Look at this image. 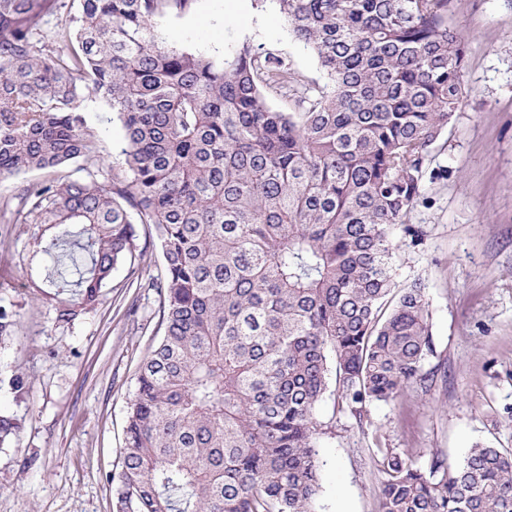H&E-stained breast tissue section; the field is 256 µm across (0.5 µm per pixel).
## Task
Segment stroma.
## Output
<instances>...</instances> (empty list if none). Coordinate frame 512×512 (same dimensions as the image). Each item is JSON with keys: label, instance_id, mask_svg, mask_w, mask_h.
I'll list each match as a JSON object with an SVG mask.
<instances>
[{"label": "stroma", "instance_id": "obj_1", "mask_svg": "<svg viewBox=\"0 0 512 512\" xmlns=\"http://www.w3.org/2000/svg\"><path fill=\"white\" fill-rule=\"evenodd\" d=\"M238 4L233 13L228 0H197L159 26L170 44L218 59L251 42L288 64L297 90L325 85L274 0ZM449 17L468 45L462 103L429 149L407 217L423 241L402 239L395 262L398 282L425 288L434 352L423 371L432 381L395 402L366 403L358 416L327 390L316 408L318 512H379L389 451L426 470L437 455L458 463L478 442L512 448V0H451ZM82 108L111 172L126 174L120 122L98 98ZM153 233L138 225L134 262L113 271L94 308L58 324L30 285L38 225L0 223V305L19 316L0 341V377L28 380L19 397L0 388V411L23 421L0 447V512H117L128 404L162 334L158 296L133 284L164 273Z\"/></svg>", "mask_w": 512, "mask_h": 512}]
</instances>
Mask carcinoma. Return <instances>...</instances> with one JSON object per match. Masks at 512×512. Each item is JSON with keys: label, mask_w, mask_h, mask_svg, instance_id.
<instances>
[{"label": "carcinoma", "mask_w": 512, "mask_h": 512, "mask_svg": "<svg viewBox=\"0 0 512 512\" xmlns=\"http://www.w3.org/2000/svg\"><path fill=\"white\" fill-rule=\"evenodd\" d=\"M196 0H0V198L43 224L33 287L69 323L153 225L164 334L130 400L122 512H316V406L336 375L351 411L395 400L433 353L420 281L395 280L424 158L462 100L450 0H273L327 84L275 107L291 70L249 42L221 61L167 44ZM125 132L132 177L98 183L84 94ZM83 161L75 170L73 162ZM79 176H74V173ZM17 314L0 306V338ZM20 428L0 413V445ZM380 512H512V449L422 471L395 453Z\"/></svg>", "instance_id": "1"}]
</instances>
